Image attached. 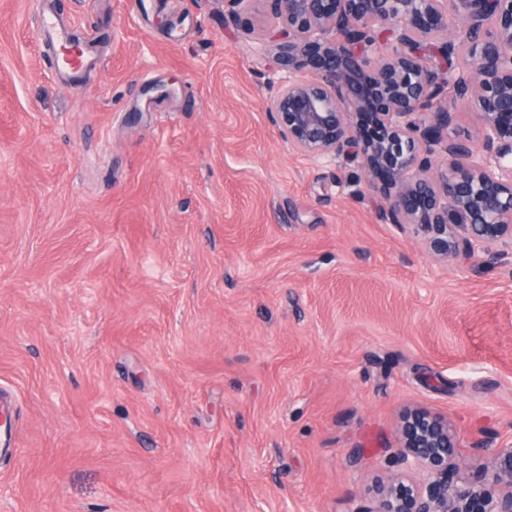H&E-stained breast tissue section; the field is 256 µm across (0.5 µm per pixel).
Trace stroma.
<instances>
[{"label": "stroma", "instance_id": "35a3bbf8", "mask_svg": "<svg viewBox=\"0 0 512 512\" xmlns=\"http://www.w3.org/2000/svg\"><path fill=\"white\" fill-rule=\"evenodd\" d=\"M47 15L94 45L82 78ZM274 25L0 0V512H364L407 408L468 477L512 444V250L438 259L354 163L290 148Z\"/></svg>", "mask_w": 512, "mask_h": 512}]
</instances>
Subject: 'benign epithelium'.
<instances>
[{
	"label": "benign epithelium",
	"mask_w": 512,
	"mask_h": 512,
	"mask_svg": "<svg viewBox=\"0 0 512 512\" xmlns=\"http://www.w3.org/2000/svg\"><path fill=\"white\" fill-rule=\"evenodd\" d=\"M263 2L275 27L256 53L273 55L270 112L289 146L356 163L385 216L436 257L512 248V0ZM458 47L472 65L453 97L474 109L478 143L449 139L456 113L437 106ZM400 439L416 481L389 483L359 512H512V445L474 482L454 463L448 421L407 412Z\"/></svg>",
	"instance_id": "benign-epithelium-1"
}]
</instances>
